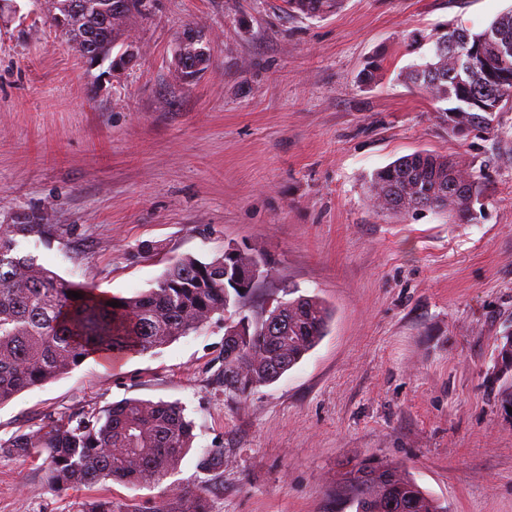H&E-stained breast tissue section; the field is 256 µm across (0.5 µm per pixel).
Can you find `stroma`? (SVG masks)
Here are the masks:
<instances>
[{
  "instance_id": "obj_1",
  "label": "stroma",
  "mask_w": 512,
  "mask_h": 512,
  "mask_svg": "<svg viewBox=\"0 0 512 512\" xmlns=\"http://www.w3.org/2000/svg\"><path fill=\"white\" fill-rule=\"evenodd\" d=\"M0 24V224L65 279L106 295L152 288L178 257L233 243L268 270L257 318L288 286L331 311L326 336L278 380L225 388L224 320L134 356L87 359L0 406V439L126 398L174 402L196 425L178 469L138 487L56 491L42 460L0 453V512H83L203 492L210 512H328L348 464L399 466L447 512H512V109L459 141L409 86L426 38L478 32L512 0H342L311 18L284 0H153L131 20L136 62L92 67L34 0ZM188 26L208 68L177 77ZM378 71L365 82L369 62ZM418 150L480 176L477 221L375 211L372 172ZM224 465L204 471V451Z\"/></svg>"
}]
</instances>
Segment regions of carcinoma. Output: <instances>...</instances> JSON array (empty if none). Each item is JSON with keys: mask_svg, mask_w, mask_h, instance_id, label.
Segmentation results:
<instances>
[{"mask_svg": "<svg viewBox=\"0 0 512 512\" xmlns=\"http://www.w3.org/2000/svg\"><path fill=\"white\" fill-rule=\"evenodd\" d=\"M92 11L64 32L79 55L93 49L106 57L125 36L126 20L147 15L152 0H87ZM288 9L311 17L335 10L341 0H286ZM428 43L426 61L408 68L419 91L448 107L437 119L464 140L476 129L493 130V114L512 107V10L479 33L440 28ZM369 196L383 213L406 216L419 210L445 212L457 223L477 219L483 193L473 172L456 158L426 150L403 156L372 174ZM54 228L26 217L0 224V405L41 387L99 355H134L162 348L196 332L214 316L245 304L247 296L224 288V263L191 255L177 258L155 286L131 296H107L67 280L17 252L18 238L46 237ZM82 295L76 299L68 292ZM271 310L275 334L253 327L240 350L223 354L224 386L242 395L291 369L324 336L329 312L317 298L291 297ZM118 306L112 307L110 303ZM195 424L176 403L125 399L102 411L74 412L36 429L0 440V451L44 457L46 482L55 489L92 487L106 480L139 485L175 470L193 447ZM203 470L224 465V450L212 448ZM338 512H445L442 505L398 468L365 460L342 473L332 499ZM85 512H209L192 494L117 503L90 500Z\"/></svg>", "mask_w": 512, "mask_h": 512, "instance_id": "cac0c4a2", "label": "carcinoma"}]
</instances>
